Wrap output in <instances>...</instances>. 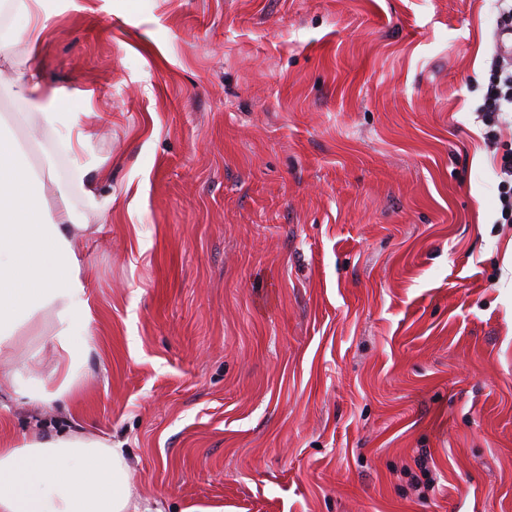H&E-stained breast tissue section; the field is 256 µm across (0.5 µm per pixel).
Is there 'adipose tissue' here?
<instances>
[{"label": "adipose tissue", "mask_w": 512, "mask_h": 512, "mask_svg": "<svg viewBox=\"0 0 512 512\" xmlns=\"http://www.w3.org/2000/svg\"><path fill=\"white\" fill-rule=\"evenodd\" d=\"M0 13L1 54L41 46L43 0H0ZM6 88L30 106L35 138L51 149L33 159L0 115V384L33 404H64L87 375L89 346L77 331L89 326L91 304L78 253L87 215L111 210L110 170L79 160L94 136L70 109L79 89L46 84L24 58ZM60 155L72 161L66 183L56 172ZM45 333L56 349L52 370L17 365L20 339ZM0 512H138L125 451L82 430L1 446Z\"/></svg>", "instance_id": "adipose-tissue-1"}]
</instances>
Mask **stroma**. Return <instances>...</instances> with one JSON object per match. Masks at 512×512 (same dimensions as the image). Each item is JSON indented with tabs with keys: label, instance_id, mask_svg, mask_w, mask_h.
<instances>
[{
	"label": "stroma",
	"instance_id": "obj_1",
	"mask_svg": "<svg viewBox=\"0 0 512 512\" xmlns=\"http://www.w3.org/2000/svg\"><path fill=\"white\" fill-rule=\"evenodd\" d=\"M112 169L88 377L0 441L124 448L142 512H512L493 0H46ZM433 488H413L419 460ZM490 71L478 117H481V121L488 128L485 133L487 140L495 144L498 123L505 119L506 114H510L511 119L512 114V57L504 58L495 52Z\"/></svg>",
	"mask_w": 512,
	"mask_h": 512
}]
</instances>
